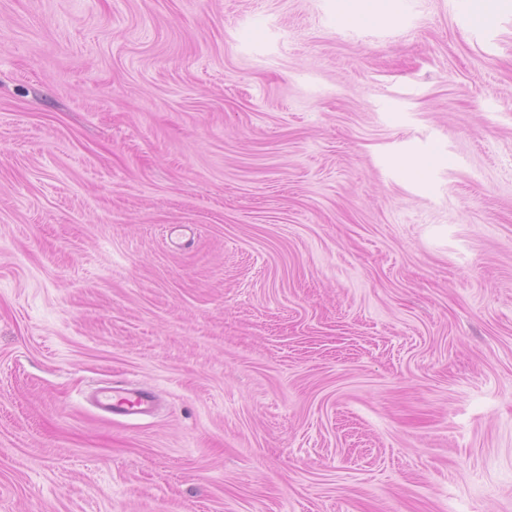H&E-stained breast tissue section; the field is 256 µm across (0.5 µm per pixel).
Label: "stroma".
<instances>
[{
  "label": "stroma",
  "instance_id": "stroma-1",
  "mask_svg": "<svg viewBox=\"0 0 512 512\" xmlns=\"http://www.w3.org/2000/svg\"><path fill=\"white\" fill-rule=\"evenodd\" d=\"M375 6L0 0V512H512V0ZM96 405L110 415L132 416L147 412L153 394L140 387L100 389Z\"/></svg>",
  "mask_w": 512,
  "mask_h": 512
}]
</instances>
